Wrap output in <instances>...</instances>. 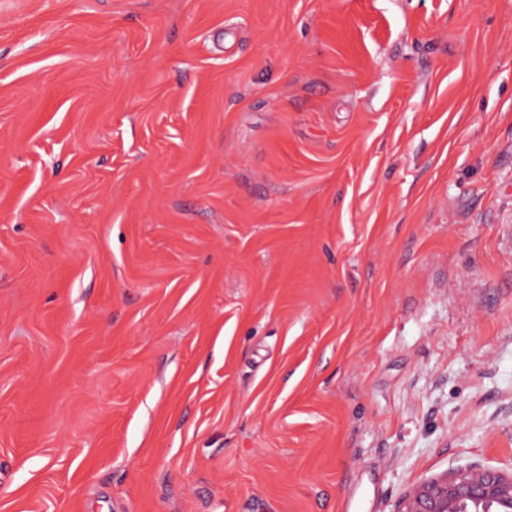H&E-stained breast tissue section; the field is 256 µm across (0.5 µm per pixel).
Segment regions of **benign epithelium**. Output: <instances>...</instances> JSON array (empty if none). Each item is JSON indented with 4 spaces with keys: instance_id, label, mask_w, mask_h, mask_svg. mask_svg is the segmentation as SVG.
<instances>
[{
    "instance_id": "7a95c632",
    "label": "benign epithelium",
    "mask_w": 512,
    "mask_h": 512,
    "mask_svg": "<svg viewBox=\"0 0 512 512\" xmlns=\"http://www.w3.org/2000/svg\"><path fill=\"white\" fill-rule=\"evenodd\" d=\"M394 512H512V472L480 463L412 485Z\"/></svg>"
}]
</instances>
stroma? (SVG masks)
<instances>
[{
    "label": "stroma",
    "mask_w": 512,
    "mask_h": 512,
    "mask_svg": "<svg viewBox=\"0 0 512 512\" xmlns=\"http://www.w3.org/2000/svg\"><path fill=\"white\" fill-rule=\"evenodd\" d=\"M512 469V0H0V512H393Z\"/></svg>",
    "instance_id": "obj_1"
}]
</instances>
